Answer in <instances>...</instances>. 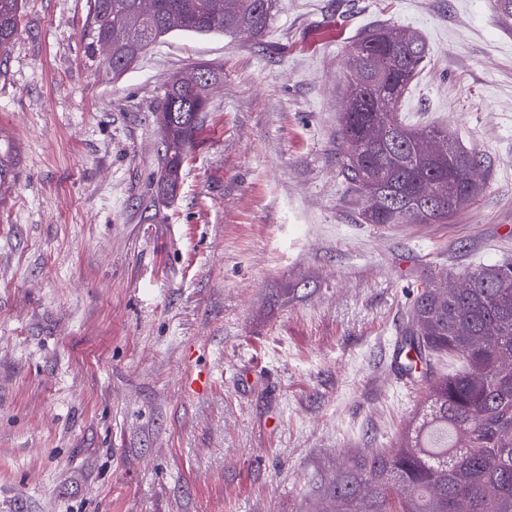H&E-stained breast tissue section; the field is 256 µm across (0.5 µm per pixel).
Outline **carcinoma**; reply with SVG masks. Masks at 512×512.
Segmentation results:
<instances>
[{
	"instance_id": "obj_1",
	"label": "carcinoma",
	"mask_w": 512,
	"mask_h": 512,
	"mask_svg": "<svg viewBox=\"0 0 512 512\" xmlns=\"http://www.w3.org/2000/svg\"><path fill=\"white\" fill-rule=\"evenodd\" d=\"M281 0H91L86 50L104 57L119 79L174 31L263 36ZM21 0H0V58L21 33ZM388 28L366 30L347 79L349 107L340 118L342 175L362 201L364 224H446L483 184L463 172L478 155L440 126L416 127L398 103L421 71L427 46L416 33L405 45ZM210 91L189 76L166 85L154 112L163 147L157 197L174 196L188 149L203 128ZM448 139L443 155L418 154V137ZM404 370L439 357L453 373L423 374L426 392L408 430L391 448H359L321 483L322 512H512V262L426 280L404 328Z\"/></svg>"
}]
</instances>
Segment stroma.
Returning <instances> with one entry per match:
<instances>
[{"mask_svg":"<svg viewBox=\"0 0 512 512\" xmlns=\"http://www.w3.org/2000/svg\"><path fill=\"white\" fill-rule=\"evenodd\" d=\"M89 5L23 0L0 63V512H317L422 397L396 361L421 276L512 259V23L282 0L265 36L174 33L114 80ZM377 23L428 49L400 117L482 160L451 223H361L341 174L349 49ZM199 63L222 77L161 202L152 114Z\"/></svg>","mask_w":512,"mask_h":512,"instance_id":"1","label":"stroma"}]
</instances>
